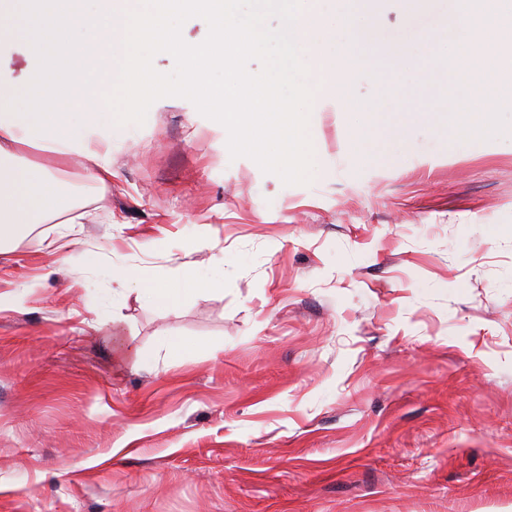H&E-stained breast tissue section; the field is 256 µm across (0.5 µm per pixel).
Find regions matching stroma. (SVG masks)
Returning <instances> with one entry per match:
<instances>
[{
    "mask_svg": "<svg viewBox=\"0 0 512 512\" xmlns=\"http://www.w3.org/2000/svg\"><path fill=\"white\" fill-rule=\"evenodd\" d=\"M154 67L111 186L60 166L83 223L0 254V512H512V110L462 140L445 70L353 62L288 178ZM352 99L406 136L358 138ZM135 267L224 285L159 310L113 292Z\"/></svg>",
    "mask_w": 512,
    "mask_h": 512,
    "instance_id": "1",
    "label": "stroma"
}]
</instances>
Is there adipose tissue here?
<instances>
[{
	"label": "adipose tissue",
	"instance_id": "obj_1",
	"mask_svg": "<svg viewBox=\"0 0 512 512\" xmlns=\"http://www.w3.org/2000/svg\"><path fill=\"white\" fill-rule=\"evenodd\" d=\"M350 0H0V57L17 43L28 45L23 85L0 79V244L32 226L76 211L61 180L43 157L84 156L88 178L112 180V130L126 114L142 110L165 83L152 58L167 49L181 70L179 91L224 126L225 140L277 165L287 177L307 176L317 157L305 107L344 87L337 63L351 54L361 63L386 57L415 67L422 86L446 64L473 112H452L449 128L477 141L495 135L493 116L500 83L512 78V0H411L409 21L386 32L376 14L354 23ZM213 12L211 38L181 41L177 22L191 5ZM271 10L282 16L276 34L261 25ZM274 45L260 75L232 66ZM223 70L224 83L211 80ZM287 98H280L281 86ZM262 106V128L229 124L237 105ZM118 288L157 305H175L200 281L194 271L157 288L145 271L115 275Z\"/></svg>",
	"mask_w": 512,
	"mask_h": 512
}]
</instances>
